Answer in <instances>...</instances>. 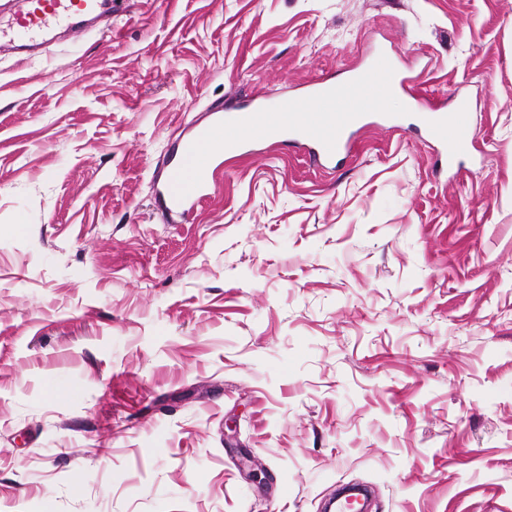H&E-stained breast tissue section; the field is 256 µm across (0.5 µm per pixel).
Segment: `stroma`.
<instances>
[{
  "mask_svg": "<svg viewBox=\"0 0 512 512\" xmlns=\"http://www.w3.org/2000/svg\"><path fill=\"white\" fill-rule=\"evenodd\" d=\"M475 150L260 147L172 224L173 143L376 47ZM265 467L247 477L243 454ZM512 512V0H115L0 53V512Z\"/></svg>",
  "mask_w": 512,
  "mask_h": 512,
  "instance_id": "obj_1",
  "label": "stroma"
}]
</instances>
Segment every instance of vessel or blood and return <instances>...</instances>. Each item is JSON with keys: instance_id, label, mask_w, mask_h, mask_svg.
I'll list each match as a JSON object with an SVG mask.
<instances>
[{"instance_id": "1", "label": "vessel or blood", "mask_w": 512, "mask_h": 512, "mask_svg": "<svg viewBox=\"0 0 512 512\" xmlns=\"http://www.w3.org/2000/svg\"><path fill=\"white\" fill-rule=\"evenodd\" d=\"M111 2L17 0L9 22L15 41L34 47L44 33L55 29L79 33L75 24L78 16L106 13ZM396 91L407 96L414 117L437 141L441 162L454 167L476 139L467 99H458L450 114H439L437 109L424 106L393 59L378 52L346 79L326 78L274 102L256 99L234 106L233 124H226L222 109H215L209 124L176 144L178 161L159 191L160 205L168 215L188 221L211 194L225 161L260 145L295 143L320 166L336 167L350 154L356 130L376 117L382 102Z\"/></svg>"}]
</instances>
